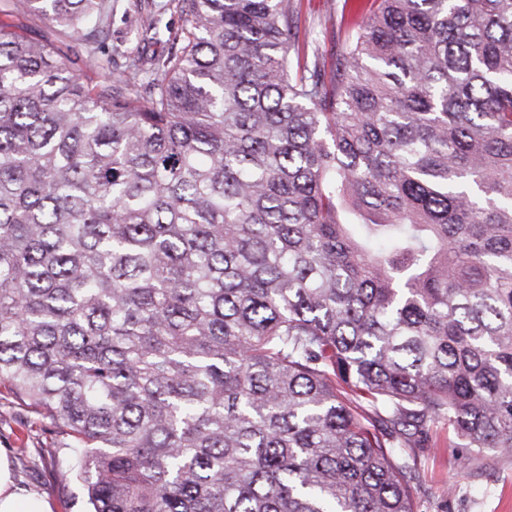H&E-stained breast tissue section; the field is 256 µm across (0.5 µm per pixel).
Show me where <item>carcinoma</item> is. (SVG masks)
I'll return each instance as SVG.
<instances>
[{"label": "carcinoma", "instance_id": "cac0c4a2", "mask_svg": "<svg viewBox=\"0 0 512 512\" xmlns=\"http://www.w3.org/2000/svg\"><path fill=\"white\" fill-rule=\"evenodd\" d=\"M295 0H6L0 384L89 512H416L404 448H512V0H376L331 69ZM142 39L154 16L137 18ZM145 1V2H143ZM146 1L151 0H112L114 5L112 16V31L103 43V50L109 52L115 46L138 48L144 55H161L170 51L166 43H138L134 34V20L140 12V7H147ZM13 19V22L20 27L18 31L28 40L39 43H50L54 47L55 52L58 46L62 50V54L58 58H61V60L65 61L73 68L80 69L84 75L96 77L85 67L80 47L76 43L58 37L51 28L32 18L18 16Z\"/></svg>", "mask_w": 512, "mask_h": 512}]
</instances>
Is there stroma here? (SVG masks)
I'll list each match as a JSON object with an SVG mask.
<instances>
[{"mask_svg": "<svg viewBox=\"0 0 512 512\" xmlns=\"http://www.w3.org/2000/svg\"><path fill=\"white\" fill-rule=\"evenodd\" d=\"M301 36L325 61L346 48V35L355 33L374 8V0H296ZM112 30L104 50L122 46L138 48L144 55L169 52L166 43H137L134 20L143 0H112ZM28 40L61 48V58L75 69H84L79 46L58 37L37 20L14 19ZM69 437L48 429V421L36 408L20 401L8 386L0 385V453L12 465L16 488L48 500L52 512H86L87 494L64 456ZM417 512H512V453H495L484 460L455 446L423 448L411 473Z\"/></svg>", "mask_w": 512, "mask_h": 512, "instance_id": "obj_1", "label": "stroma"}]
</instances>
